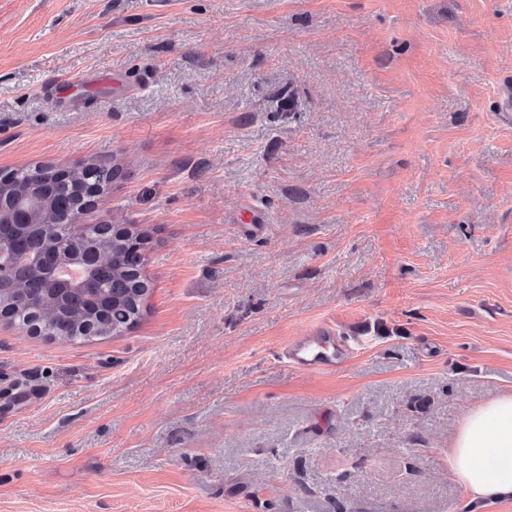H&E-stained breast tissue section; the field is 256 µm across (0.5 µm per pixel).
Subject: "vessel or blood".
Instances as JSON below:
<instances>
[{
	"label": "vessel or blood",
	"instance_id": "b4317fda",
	"mask_svg": "<svg viewBox=\"0 0 512 512\" xmlns=\"http://www.w3.org/2000/svg\"><path fill=\"white\" fill-rule=\"evenodd\" d=\"M352 355V344L331 326L316 327L294 337L284 349L285 358L294 367L319 373L341 369Z\"/></svg>",
	"mask_w": 512,
	"mask_h": 512
}]
</instances>
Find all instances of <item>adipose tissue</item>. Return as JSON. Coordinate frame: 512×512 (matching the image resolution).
Returning a JSON list of instances; mask_svg holds the SVG:
<instances>
[{"instance_id":"1","label":"adipose tissue","mask_w":512,"mask_h":512,"mask_svg":"<svg viewBox=\"0 0 512 512\" xmlns=\"http://www.w3.org/2000/svg\"><path fill=\"white\" fill-rule=\"evenodd\" d=\"M452 475L471 504L512 499V392L473 407L448 453Z\"/></svg>"}]
</instances>
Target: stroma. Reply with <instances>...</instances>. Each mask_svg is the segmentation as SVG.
Wrapping results in <instances>:
<instances>
[{"label": "stroma", "mask_w": 512, "mask_h": 512, "mask_svg": "<svg viewBox=\"0 0 512 512\" xmlns=\"http://www.w3.org/2000/svg\"><path fill=\"white\" fill-rule=\"evenodd\" d=\"M512 0H0V172L118 165L143 317L0 323V512H467L512 391ZM264 233L230 220L242 202ZM336 326L333 373L281 356ZM448 464L469 490L473 511L484 501L512 499V392L468 412L452 441Z\"/></svg>", "instance_id": "stroma-1"}]
</instances>
